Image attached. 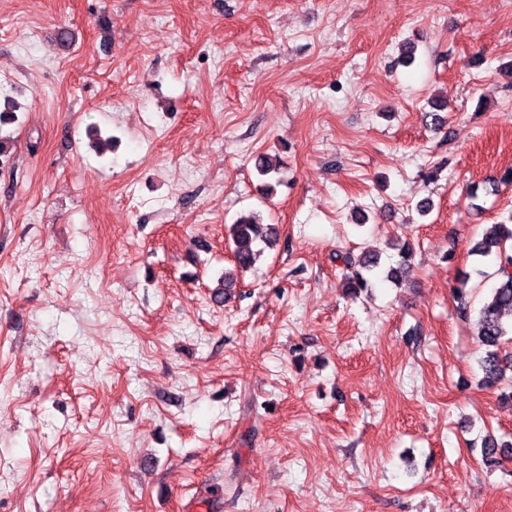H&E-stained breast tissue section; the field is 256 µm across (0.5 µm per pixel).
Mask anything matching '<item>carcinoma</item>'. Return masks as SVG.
Segmentation results:
<instances>
[{"instance_id":"1","label":"carcinoma","mask_w":512,"mask_h":512,"mask_svg":"<svg viewBox=\"0 0 512 512\" xmlns=\"http://www.w3.org/2000/svg\"><path fill=\"white\" fill-rule=\"evenodd\" d=\"M254 167L261 177L278 173L277 162L267 155L255 157ZM230 236L234 244L235 267L239 271L250 268L257 257L255 247L263 243L268 247L276 244L279 228L276 224H265L260 215L252 212L236 219L231 224ZM512 241V224H497L486 237L478 240L472 247V253L482 257L495 256L498 260L497 285L488 302L479 310L475 319V336L485 348L481 360L482 382L488 387L498 385L512 372V352L503 350L504 345L512 343V251L507 250V242ZM411 248L402 246L400 260L389 268L387 277L399 284L406 280L411 271ZM350 275L346 277L349 292L355 293L371 286L370 274L380 264L378 255L363 253L359 258H345ZM481 453L485 462L498 466L512 456V443L497 441L488 436L482 439Z\"/></svg>"}]
</instances>
